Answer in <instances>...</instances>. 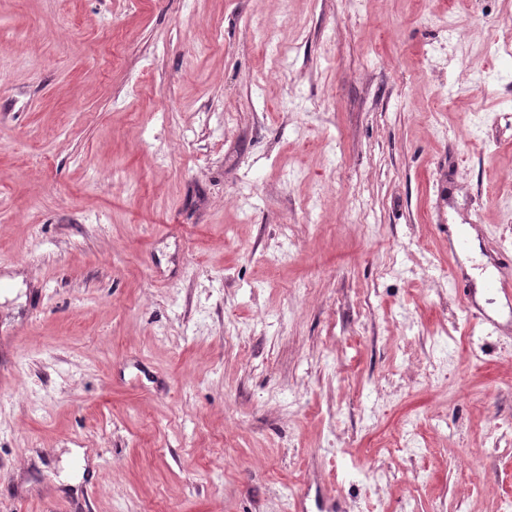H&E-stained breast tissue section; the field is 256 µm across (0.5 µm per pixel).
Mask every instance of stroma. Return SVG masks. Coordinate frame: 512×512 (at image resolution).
Masks as SVG:
<instances>
[{
    "label": "stroma",
    "instance_id": "obj_1",
    "mask_svg": "<svg viewBox=\"0 0 512 512\" xmlns=\"http://www.w3.org/2000/svg\"><path fill=\"white\" fill-rule=\"evenodd\" d=\"M506 43L512 0H0V512H501ZM463 301L468 313L476 320V324L483 332H503L504 324L490 315L486 310L479 306H473L469 294L463 289Z\"/></svg>",
    "mask_w": 512,
    "mask_h": 512
}]
</instances>
